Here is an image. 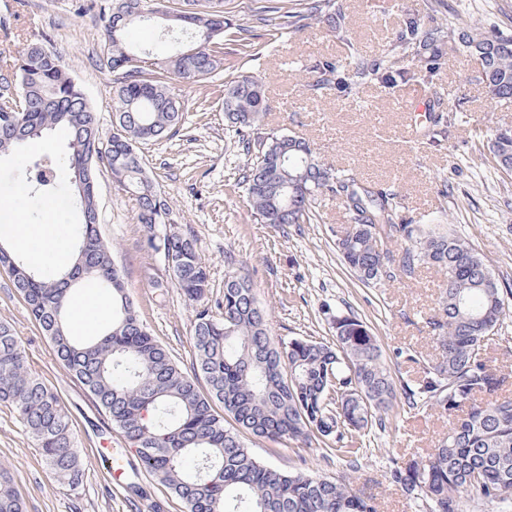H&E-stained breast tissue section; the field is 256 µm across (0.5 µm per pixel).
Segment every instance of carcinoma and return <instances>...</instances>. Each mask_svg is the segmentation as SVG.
I'll return each instance as SVG.
<instances>
[{
  "instance_id": "cac0c4a2",
  "label": "carcinoma",
  "mask_w": 512,
  "mask_h": 512,
  "mask_svg": "<svg viewBox=\"0 0 512 512\" xmlns=\"http://www.w3.org/2000/svg\"><path fill=\"white\" fill-rule=\"evenodd\" d=\"M190 38L170 52L145 61L127 40L128 31L151 22L153 11ZM337 0H306L288 12V26H341ZM104 37L95 55L98 69L112 76V132L102 137L95 104L63 60L44 42H31L17 65H0V157L18 152L14 121L33 131L27 141L57 128L67 131L64 151L48 149L21 176L34 193L54 198L65 174L68 200L79 223L73 227L71 270L33 266L0 243V271L10 279L31 318L50 342L65 370L105 414L112 429L135 449L142 470L167 487L182 512H377L373 498L349 484L312 473H288L258 459L246 445L250 434L278 442L322 443L356 464L375 428L402 394L409 407L431 405L448 419L447 432L431 453L390 470L389 481L422 501L425 512H461L462 500L512 501V396L498 394L512 376L486 357L507 320L512 290L501 286L481 255L449 224H407L396 193L369 188L345 170L328 167L310 143L296 138L280 167L267 151L278 133H259L268 110L264 81L257 73L261 52L241 44L235 76L224 73V38L249 31L232 20L224 0H111L103 15ZM458 42L481 66L488 94L512 98V35L479 32V18L425 25L418 12L406 14L391 50L421 65L391 70L384 58L368 60L345 50L315 61L316 89L350 95L357 85L377 81L387 88L410 81L431 85L442 46ZM216 84L228 125L242 144L246 163L238 184L260 224L286 226L311 221L323 195L339 200L352 224L336 235L342 261L364 285L376 287L434 266L444 274L436 313L426 320L429 338L441 349L423 366L417 352L398 356L417 367L413 382L396 385L370 326L353 312L333 317L330 342L274 338L267 310L251 281L235 272L224 277L223 296L205 303L211 289L207 265L192 232L171 224L172 208L140 154L179 131L189 101L183 89ZM488 149L496 166L512 173V128L490 129ZM102 169L135 201L136 223L165 225L147 240L167 277L192 308V370H184L155 339L139 316L114 262V244L95 224L99 213L97 175ZM401 245L399 262L388 248ZM94 284L112 302V320L100 332L80 337L68 327L74 290ZM220 403L224 414L215 410ZM0 406L10 409L37 448L50 477L71 489L83 482L85 462L68 411L56 390L32 370L14 328L0 322ZM238 429L225 427L224 416ZM0 512H26L10 472L0 469Z\"/></svg>"
}]
</instances>
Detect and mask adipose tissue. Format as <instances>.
I'll use <instances>...</instances> for the list:
<instances>
[{"label":"adipose tissue","mask_w":512,"mask_h":512,"mask_svg":"<svg viewBox=\"0 0 512 512\" xmlns=\"http://www.w3.org/2000/svg\"><path fill=\"white\" fill-rule=\"evenodd\" d=\"M0 230L13 238L15 248L28 260L37 264H59L69 256L65 237L56 224H32L20 207H12L8 220Z\"/></svg>","instance_id":"adipose-tissue-1"}]
</instances>
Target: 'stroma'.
Segmentation results:
<instances>
[{
	"label": "stroma",
	"instance_id": "1",
	"mask_svg": "<svg viewBox=\"0 0 512 512\" xmlns=\"http://www.w3.org/2000/svg\"><path fill=\"white\" fill-rule=\"evenodd\" d=\"M343 30L320 24L270 31L253 21L249 38L266 53L260 74L270 107L264 131L306 138L329 165L352 172L362 181L394 190L407 223L428 224L447 213L453 228L485 257L499 282L512 287V174L498 171L487 147V130L512 127V99L490 98L475 59L455 43L443 47L441 69L433 85L407 83L389 89L371 82L351 95L333 91L316 95L312 63L331 56L349 38L355 51L369 58L386 49L405 13L423 8L431 17L475 11L486 31L512 34V0H338ZM108 0H0V60H17L27 40L44 39L67 65L96 105L102 135L112 131V80L95 66V49L103 34ZM190 102L208 101L207 112H186L172 138L141 151L156 182L170 197L173 218L191 229L210 272L213 297H222L224 276L231 271L249 277L269 314L276 338H332L330 316L353 311L378 336L386 364L396 382L413 378L409 364L397 358L402 348L425 359L437 355L428 337L426 317L435 307L441 279L435 269L378 287L362 284L340 261L336 234L350 217L332 197L318 199L309 224L279 229L254 221L244 191L237 186L245 162L229 132L213 89L201 84L186 92ZM423 99L426 112L452 102L457 114L435 144L422 139L424 114L408 117L405 100ZM35 145L0 159V212L22 205L26 218L42 223L43 201L25 192L21 167L38 159ZM100 227L116 242L114 255L139 313L156 339L190 368L192 312L174 288L163 262L147 246V231L134 219L129 193L108 173L98 179ZM0 321L10 323L22 341L33 369L61 395L87 463L77 489L58 485L16 420L0 407V468L7 469L25 500L27 512H180L169 490L142 473L127 452L125 440L112 429L83 387L56 362L48 340L30 318L8 276L0 272ZM359 467L324 445L272 442L248 437L254 454L290 472L304 471L350 481L374 498L378 512H420L417 502L390 484L393 463L430 452L446 431V420L434 409H408L397 400Z\"/></svg>",
	"mask_w": 512,
	"mask_h": 512
}]
</instances>
